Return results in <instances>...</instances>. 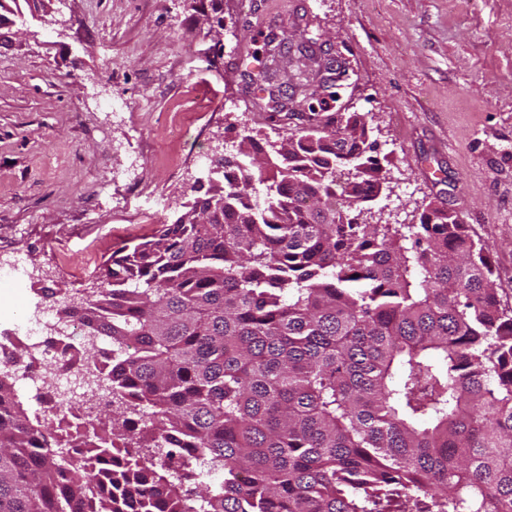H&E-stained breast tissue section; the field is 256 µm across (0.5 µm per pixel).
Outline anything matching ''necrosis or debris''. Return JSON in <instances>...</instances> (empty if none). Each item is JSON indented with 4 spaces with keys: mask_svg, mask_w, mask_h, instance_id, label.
Here are the masks:
<instances>
[{
    "mask_svg": "<svg viewBox=\"0 0 512 512\" xmlns=\"http://www.w3.org/2000/svg\"><path fill=\"white\" fill-rule=\"evenodd\" d=\"M49 311V306H41L45 316L41 333L30 343L23 364L8 360L7 343L14 332L0 327V367L31 393L42 417L82 431L91 418L92 406L105 407L112 402V390L103 377L105 364L112 360V347L103 337L89 335L76 320H67L62 326L47 321ZM73 344L89 350L88 361L74 362L64 355V347Z\"/></svg>",
    "mask_w": 512,
    "mask_h": 512,
    "instance_id": "obj_1",
    "label": "necrosis or debris"
}]
</instances>
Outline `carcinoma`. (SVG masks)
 <instances>
[{
  "instance_id": "carcinoma-1",
  "label": "carcinoma",
  "mask_w": 512,
  "mask_h": 512,
  "mask_svg": "<svg viewBox=\"0 0 512 512\" xmlns=\"http://www.w3.org/2000/svg\"><path fill=\"white\" fill-rule=\"evenodd\" d=\"M338 101L278 146L241 135L236 181L199 183L60 309L116 353L112 413L74 454L0 373V512H512V309L487 249L433 203L364 220L381 167Z\"/></svg>"
}]
</instances>
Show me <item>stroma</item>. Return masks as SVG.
Listing matches in <instances>:
<instances>
[{"label":"stroma","instance_id":"35a3bbf8","mask_svg":"<svg viewBox=\"0 0 512 512\" xmlns=\"http://www.w3.org/2000/svg\"><path fill=\"white\" fill-rule=\"evenodd\" d=\"M0 45V264L34 271L0 318L97 289L113 250L174 223L244 130L277 139L296 70L366 114L382 166L368 221L444 204L512 306V0H54ZM309 33L318 52L291 51ZM273 72L259 84V63ZM124 169L118 180L111 169Z\"/></svg>","mask_w":512,"mask_h":512}]
</instances>
